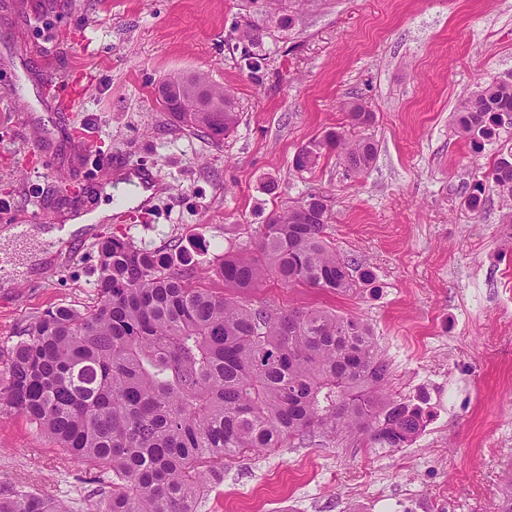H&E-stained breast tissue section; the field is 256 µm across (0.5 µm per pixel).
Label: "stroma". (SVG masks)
Listing matches in <instances>:
<instances>
[{
    "instance_id": "stroma-1",
    "label": "stroma",
    "mask_w": 512,
    "mask_h": 512,
    "mask_svg": "<svg viewBox=\"0 0 512 512\" xmlns=\"http://www.w3.org/2000/svg\"><path fill=\"white\" fill-rule=\"evenodd\" d=\"M295 26L265 38L251 70L239 30L246 0H0V371L44 310L93 305L98 244L180 245L195 284L254 245L288 202L328 195L338 254L366 261L376 290L336 295L268 276L250 297L368 322L391 389L426 397L433 418L408 447L336 443L242 451L198 512L234 500L254 512H492L512 474V224L495 192L466 196L512 134L473 156L457 132L461 100L512 80V0H294ZM201 74L239 102L223 142L174 125L158 87ZM368 105L372 166L337 155L297 174L296 151ZM156 170L147 204L37 239L89 212L124 167ZM25 227L17 240L13 230ZM26 418L0 413V481L90 512L98 495Z\"/></svg>"
}]
</instances>
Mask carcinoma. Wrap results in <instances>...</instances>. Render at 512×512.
I'll return each instance as SVG.
<instances>
[{
	"label": "carcinoma",
	"instance_id": "carcinoma-1",
	"mask_svg": "<svg viewBox=\"0 0 512 512\" xmlns=\"http://www.w3.org/2000/svg\"><path fill=\"white\" fill-rule=\"evenodd\" d=\"M264 24L241 39L294 26L288 0H250ZM162 102L180 126L224 140L239 122L237 99L197 74L173 75ZM220 104L222 112H203ZM512 113V82L492 81L461 102L455 121L479 154ZM375 115L361 103L347 124L312 138L293 157L311 173L335 153L362 175L376 144L361 135ZM512 224V148L488 172ZM329 198L308 193L256 230L257 248L224 253L215 272L233 296L190 281L184 250L99 243L97 302L46 309L19 333L0 373V413L26 417L99 487L91 512H196L224 462L245 449L310 446L354 434L369 448H405L433 412L426 398L389 391V364L369 324L315 307L280 310L247 294L270 274L336 294L375 283L373 271L341 258L328 239ZM112 487L107 491L106 487ZM0 512H70L58 498L0 483Z\"/></svg>",
	"mask_w": 512,
	"mask_h": 512
}]
</instances>
